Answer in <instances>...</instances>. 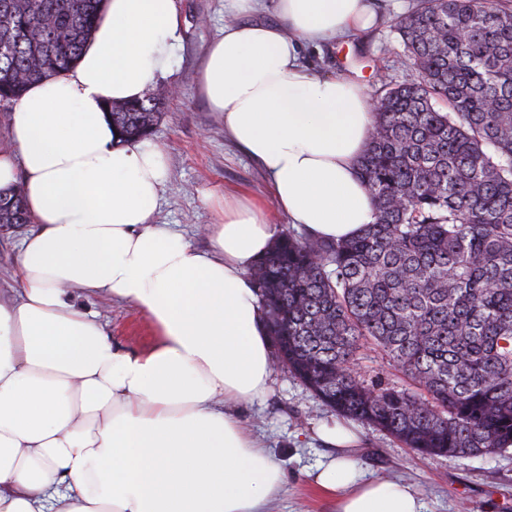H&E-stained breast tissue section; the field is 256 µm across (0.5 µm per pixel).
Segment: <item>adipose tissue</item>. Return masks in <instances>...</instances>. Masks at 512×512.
<instances>
[{"label": "adipose tissue", "mask_w": 512, "mask_h": 512, "mask_svg": "<svg viewBox=\"0 0 512 512\" xmlns=\"http://www.w3.org/2000/svg\"><path fill=\"white\" fill-rule=\"evenodd\" d=\"M199 89L224 134L265 172L272 201L217 200L213 248L153 217L164 151L123 141L108 103L143 98L183 38L175 0H104L77 61L31 85L10 113L0 189L21 187L34 224L19 248L21 288L0 302V512H269L283 471L229 406L267 393L264 308L248 277L270 249L268 206L312 240L373 222L358 165L373 101L304 58L379 22L375 0H224ZM275 18L264 21L267 12ZM118 298L152 320L143 350L114 343L74 291ZM310 473L337 512H425L409 485L366 477L359 438L338 422Z\"/></svg>", "instance_id": "obj_1"}]
</instances>
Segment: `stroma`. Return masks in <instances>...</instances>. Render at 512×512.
Listing matches in <instances>:
<instances>
[{
	"label": "stroma",
	"instance_id": "obj_1",
	"mask_svg": "<svg viewBox=\"0 0 512 512\" xmlns=\"http://www.w3.org/2000/svg\"><path fill=\"white\" fill-rule=\"evenodd\" d=\"M385 21L353 40L312 55L318 72L346 74L365 86L379 88L378 73L391 83L411 82L415 71L403 53L394 22L417 0H377ZM183 40L174 50L172 70L158 88L168 94L150 141L163 149L169 176L154 221L169 225L186 243L211 247L206 225L217 223L212 202L226 195L269 199L264 171L224 134V121L209 110L198 89L201 63L210 42L224 32V0H176ZM26 225L0 227V300L9 301L19 285L14 273ZM79 304L95 312L113 340L140 348L150 345L156 331L148 317L129 303L100 296H80ZM272 448L285 470L271 512H336L335 497L315 488L307 473L324 460L329 448L312 439L315 426L334 424L336 412L325 406L286 370L275 368L263 398L234 407ZM358 448L367 477L405 482L423 499L426 512H512V449L504 453L448 460L425 458L367 426H360Z\"/></svg>",
	"mask_w": 512,
	"mask_h": 512
}]
</instances>
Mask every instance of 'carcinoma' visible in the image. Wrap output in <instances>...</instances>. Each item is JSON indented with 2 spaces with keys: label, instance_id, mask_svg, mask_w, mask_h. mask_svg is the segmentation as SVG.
<instances>
[{
  "label": "carcinoma",
  "instance_id": "carcinoma-1",
  "mask_svg": "<svg viewBox=\"0 0 512 512\" xmlns=\"http://www.w3.org/2000/svg\"><path fill=\"white\" fill-rule=\"evenodd\" d=\"M102 0H0V99L69 67ZM418 73L379 88L359 174L374 222L281 234L251 272L277 364L341 416L423 456L512 447V0H418L396 21ZM165 97L109 104L129 140ZM21 190L0 224H28ZM366 343L409 381L354 371Z\"/></svg>",
  "mask_w": 512,
  "mask_h": 512
}]
</instances>
